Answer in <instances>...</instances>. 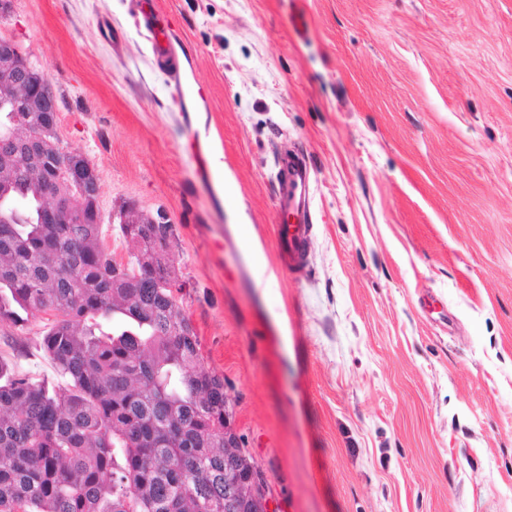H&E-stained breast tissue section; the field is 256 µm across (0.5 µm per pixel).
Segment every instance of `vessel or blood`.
Masks as SVG:
<instances>
[{
	"label": "vessel or blood",
	"instance_id": "vessel-or-blood-1",
	"mask_svg": "<svg viewBox=\"0 0 512 512\" xmlns=\"http://www.w3.org/2000/svg\"><path fill=\"white\" fill-rule=\"evenodd\" d=\"M275 186L274 244L283 270L297 279L309 271V242L313 214L309 204L310 166L300 149L290 148L278 158Z\"/></svg>",
	"mask_w": 512,
	"mask_h": 512
}]
</instances>
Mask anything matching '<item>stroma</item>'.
I'll use <instances>...</instances> for the list:
<instances>
[{
    "label": "stroma",
    "instance_id": "obj_1",
    "mask_svg": "<svg viewBox=\"0 0 512 512\" xmlns=\"http://www.w3.org/2000/svg\"><path fill=\"white\" fill-rule=\"evenodd\" d=\"M15 0L61 146L112 215L164 209L180 305L276 512H512V0ZM305 17L296 36L291 22ZM313 176L308 277L274 246L277 157ZM30 319L26 355L53 375Z\"/></svg>",
    "mask_w": 512,
    "mask_h": 512
}]
</instances>
